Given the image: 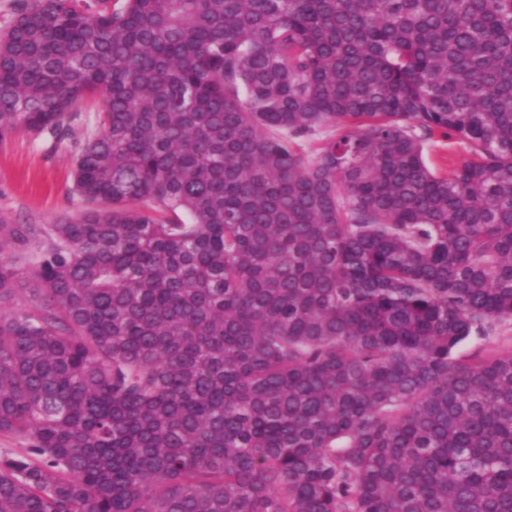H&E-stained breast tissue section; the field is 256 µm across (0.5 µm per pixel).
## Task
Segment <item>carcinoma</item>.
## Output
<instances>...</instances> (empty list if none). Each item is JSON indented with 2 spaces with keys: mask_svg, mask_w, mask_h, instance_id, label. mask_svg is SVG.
Returning a JSON list of instances; mask_svg holds the SVG:
<instances>
[{
  "mask_svg": "<svg viewBox=\"0 0 512 512\" xmlns=\"http://www.w3.org/2000/svg\"><path fill=\"white\" fill-rule=\"evenodd\" d=\"M88 101L93 208L0 219V512H512V0H16L0 143ZM425 160L440 174L450 176L464 161L470 158V149L464 142L437 136L424 141ZM488 339H471L460 350V355L465 357L486 351H509L512 349V320H507L496 326Z\"/></svg>",
  "mask_w": 512,
  "mask_h": 512,
  "instance_id": "carcinoma-1",
  "label": "carcinoma"
}]
</instances>
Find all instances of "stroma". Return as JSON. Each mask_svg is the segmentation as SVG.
<instances>
[{
	"label": "stroma",
	"instance_id": "1",
	"mask_svg": "<svg viewBox=\"0 0 512 512\" xmlns=\"http://www.w3.org/2000/svg\"><path fill=\"white\" fill-rule=\"evenodd\" d=\"M424 157L449 175L469 159L470 150L458 139L434 137L425 141ZM74 168L68 145L54 144L46 134L23 129L0 143V218L45 228L83 212Z\"/></svg>",
	"mask_w": 512,
	"mask_h": 512
}]
</instances>
